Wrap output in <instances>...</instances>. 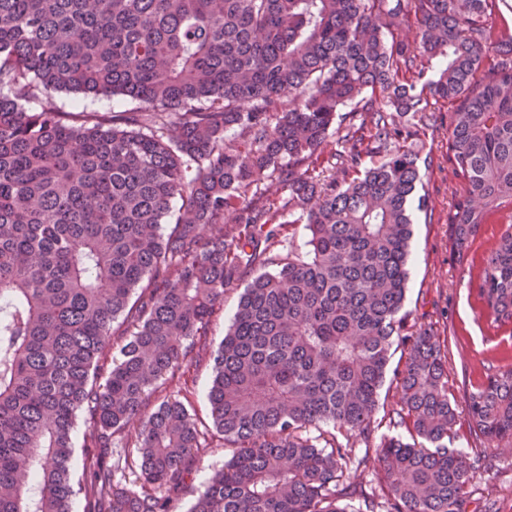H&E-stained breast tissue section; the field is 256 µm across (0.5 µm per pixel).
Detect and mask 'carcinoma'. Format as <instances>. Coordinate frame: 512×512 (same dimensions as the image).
Listing matches in <instances>:
<instances>
[{"label":"carcinoma","mask_w":512,"mask_h":512,"mask_svg":"<svg viewBox=\"0 0 512 512\" xmlns=\"http://www.w3.org/2000/svg\"><path fill=\"white\" fill-rule=\"evenodd\" d=\"M37 90L138 107L76 118L30 109ZM430 97L448 102L455 253L508 221L480 295L512 326V19L498 0H0V512H72L78 492L84 512H181L215 448L224 467L190 512H467L485 456L455 446L447 355L404 312L413 211L429 209L407 143L435 123ZM240 287L211 426L175 395L149 409ZM120 317L128 339L105 367ZM395 344L408 354L389 425L411 440L375 444ZM464 413L483 447L512 448V368ZM373 444L376 476L356 453ZM85 431L86 426L84 421L79 417L73 431V455L71 459V470L76 479L81 478L82 475V458L85 450V448H83Z\"/></svg>","instance_id":"obj_1"}]
</instances>
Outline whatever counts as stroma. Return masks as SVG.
<instances>
[{"label":"stroma","mask_w":512,"mask_h":512,"mask_svg":"<svg viewBox=\"0 0 512 512\" xmlns=\"http://www.w3.org/2000/svg\"><path fill=\"white\" fill-rule=\"evenodd\" d=\"M63 112L122 111L134 102L122 97H85L60 92L54 97ZM429 166L423 171L422 192L430 212H415L411 240L405 310L409 322L430 329L445 342L448 353V386L456 399H464L492 373L512 368V328L497 327L478 296L482 269L495 249L504 224H485L465 256L451 246L448 213L457 199L459 181L448 160V114L440 112L433 127L415 144ZM241 291H225L212 316L206 336L207 351L194 366L188 383L173 380L158 386L150 403L187 391V407L201 421L209 419L207 394L213 376V354L224 338L236 311ZM480 489L469 512H512V452L489 458L479 479Z\"/></svg>","instance_id":"obj_1"}]
</instances>
